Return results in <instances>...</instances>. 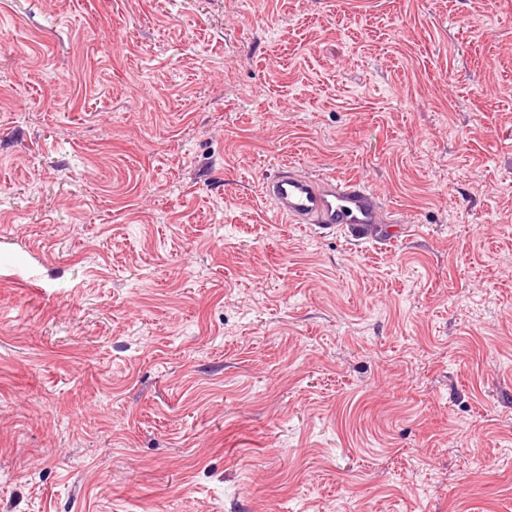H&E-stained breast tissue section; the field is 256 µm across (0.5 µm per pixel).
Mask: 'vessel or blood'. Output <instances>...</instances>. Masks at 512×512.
I'll list each match as a JSON object with an SVG mask.
<instances>
[{
	"label": "vessel or blood",
	"instance_id": "b4317fda",
	"mask_svg": "<svg viewBox=\"0 0 512 512\" xmlns=\"http://www.w3.org/2000/svg\"><path fill=\"white\" fill-rule=\"evenodd\" d=\"M275 218L321 228H348L358 239H376L383 222V204L363 180L312 177L284 167L263 187Z\"/></svg>",
	"mask_w": 512,
	"mask_h": 512
}]
</instances>
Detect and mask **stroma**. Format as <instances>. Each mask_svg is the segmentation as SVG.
<instances>
[{"instance_id": "obj_1", "label": "stroma", "mask_w": 512, "mask_h": 512, "mask_svg": "<svg viewBox=\"0 0 512 512\" xmlns=\"http://www.w3.org/2000/svg\"><path fill=\"white\" fill-rule=\"evenodd\" d=\"M0 512H512V0H0ZM263 194L274 217L291 224L342 226L359 240L377 239L383 224L380 196L361 179L300 176L287 166L264 184Z\"/></svg>"}]
</instances>
